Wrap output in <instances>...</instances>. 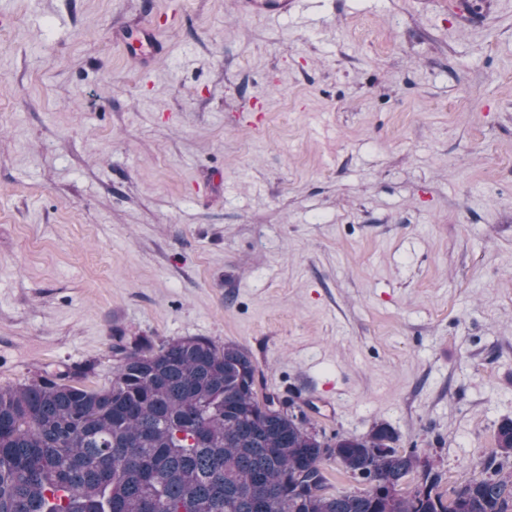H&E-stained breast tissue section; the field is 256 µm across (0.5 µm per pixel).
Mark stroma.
<instances>
[{
  "label": "stroma",
  "mask_w": 512,
  "mask_h": 512,
  "mask_svg": "<svg viewBox=\"0 0 512 512\" xmlns=\"http://www.w3.org/2000/svg\"><path fill=\"white\" fill-rule=\"evenodd\" d=\"M477 2L0 0V386L232 342L470 478L512 419V0ZM149 17L143 75L113 35ZM315 4L312 0H243L242 9L266 16L303 17ZM448 13L455 18L457 23L463 26L475 24L479 21L473 0H448Z\"/></svg>",
  "instance_id": "stroma-1"
}]
</instances>
